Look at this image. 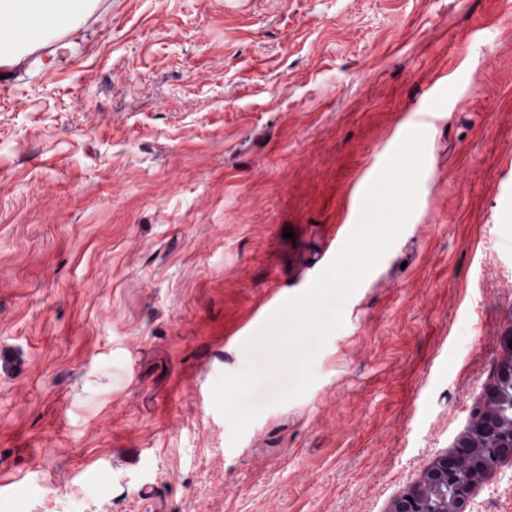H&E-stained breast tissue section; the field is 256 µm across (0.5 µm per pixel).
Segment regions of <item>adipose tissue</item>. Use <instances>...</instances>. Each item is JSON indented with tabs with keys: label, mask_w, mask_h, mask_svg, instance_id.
Segmentation results:
<instances>
[{
	"label": "adipose tissue",
	"mask_w": 512,
	"mask_h": 512,
	"mask_svg": "<svg viewBox=\"0 0 512 512\" xmlns=\"http://www.w3.org/2000/svg\"><path fill=\"white\" fill-rule=\"evenodd\" d=\"M91 0H0V76L21 54L53 38L50 60L70 55L82 35Z\"/></svg>",
	"instance_id": "adipose-tissue-1"
}]
</instances>
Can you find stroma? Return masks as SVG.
I'll return each instance as SVG.
<instances>
[{
  "label": "stroma",
  "mask_w": 512,
  "mask_h": 512,
  "mask_svg": "<svg viewBox=\"0 0 512 512\" xmlns=\"http://www.w3.org/2000/svg\"><path fill=\"white\" fill-rule=\"evenodd\" d=\"M83 31L0 81V512H388L512 330V0H94ZM413 129L405 227L232 442L214 384L270 367V296ZM470 509L512 512V460Z\"/></svg>",
  "instance_id": "1"
}]
</instances>
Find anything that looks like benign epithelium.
<instances>
[{"instance_id": "obj_1", "label": "benign epithelium", "mask_w": 512, "mask_h": 512, "mask_svg": "<svg viewBox=\"0 0 512 512\" xmlns=\"http://www.w3.org/2000/svg\"><path fill=\"white\" fill-rule=\"evenodd\" d=\"M512 330L502 337L507 357L496 365L493 382L470 413L466 430L451 450L437 458L421 480L409 486L391 503L388 512H469L477 483L458 480L461 462L476 448L483 449L478 469L486 474L497 464L512 459V418L504 416L512 402Z\"/></svg>"}]
</instances>
